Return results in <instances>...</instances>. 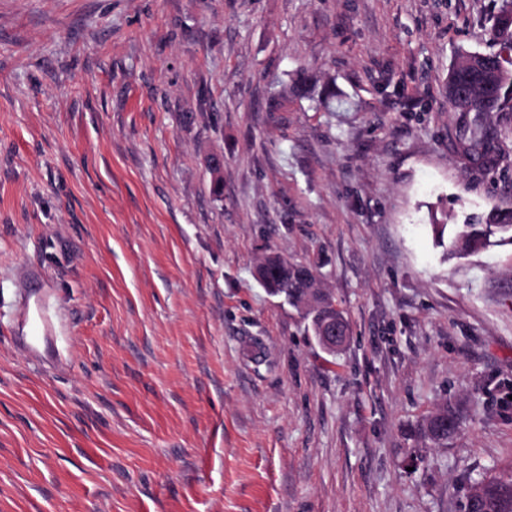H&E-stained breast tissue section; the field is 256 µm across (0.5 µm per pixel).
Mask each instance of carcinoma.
<instances>
[{
  "label": "carcinoma",
  "instance_id": "carcinoma-1",
  "mask_svg": "<svg viewBox=\"0 0 512 512\" xmlns=\"http://www.w3.org/2000/svg\"><path fill=\"white\" fill-rule=\"evenodd\" d=\"M489 41L500 47L493 53L459 49L448 72V106L462 115L467 135L461 142L462 152L484 166L493 169L505 156L503 137L512 139V129L491 130L488 119L493 112H512V0H501V6L490 28ZM319 106L335 112L344 99L325 90L318 96ZM512 245V209L494 207L470 224L456 228L449 248L460 255L487 251L494 247ZM265 271L261 285L274 296L297 311L310 334L316 333L318 320L343 317L342 311L327 305L321 309L303 308V304L323 302L317 288L322 284L318 267L311 263L294 262L276 253H269L257 265ZM458 429L456 417L442 407L429 415L421 435L435 443H446ZM464 512H512V475L509 477H480L473 481L466 498Z\"/></svg>",
  "mask_w": 512,
  "mask_h": 512
}]
</instances>
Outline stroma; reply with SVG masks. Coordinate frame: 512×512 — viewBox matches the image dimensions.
<instances>
[{
	"label": "stroma",
	"instance_id": "35a3bbf8",
	"mask_svg": "<svg viewBox=\"0 0 512 512\" xmlns=\"http://www.w3.org/2000/svg\"><path fill=\"white\" fill-rule=\"evenodd\" d=\"M498 6L0 0V512H463L512 469V247L432 230L512 206L445 97ZM271 252L319 266L337 355ZM32 293L51 362L14 341ZM257 270L265 271V279L258 281L274 296L280 297L285 303L297 311L304 322L305 329L315 336L319 319L326 320L335 317L345 321L346 336L349 339V326L342 311L328 304L318 309L311 306L304 309L303 304L313 300L317 305L325 299L315 288H320L322 276L318 267L311 263L294 262L276 253H269L257 265ZM458 429L456 417L448 412V407L437 409L429 415L421 428V435L435 443H447Z\"/></svg>",
	"mask_w": 512,
	"mask_h": 512
}]
</instances>
